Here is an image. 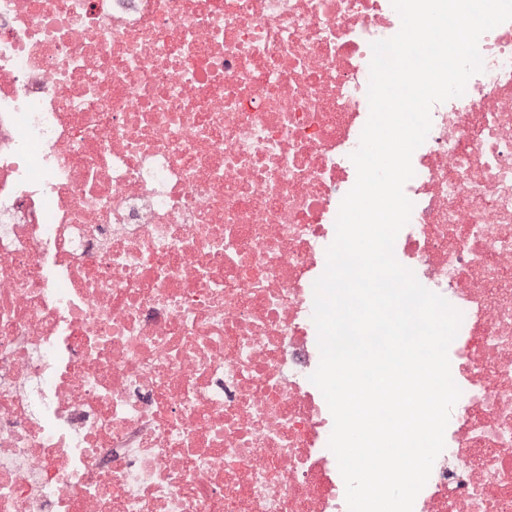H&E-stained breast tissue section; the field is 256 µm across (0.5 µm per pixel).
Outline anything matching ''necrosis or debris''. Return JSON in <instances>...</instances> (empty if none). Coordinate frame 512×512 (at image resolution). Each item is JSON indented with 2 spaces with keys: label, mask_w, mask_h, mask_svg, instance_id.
<instances>
[{
  "label": "necrosis or debris",
  "mask_w": 512,
  "mask_h": 512,
  "mask_svg": "<svg viewBox=\"0 0 512 512\" xmlns=\"http://www.w3.org/2000/svg\"><path fill=\"white\" fill-rule=\"evenodd\" d=\"M391 0H0V512H349L309 391ZM396 259L462 315L413 512H512V21Z\"/></svg>",
  "instance_id": "1"
}]
</instances>
